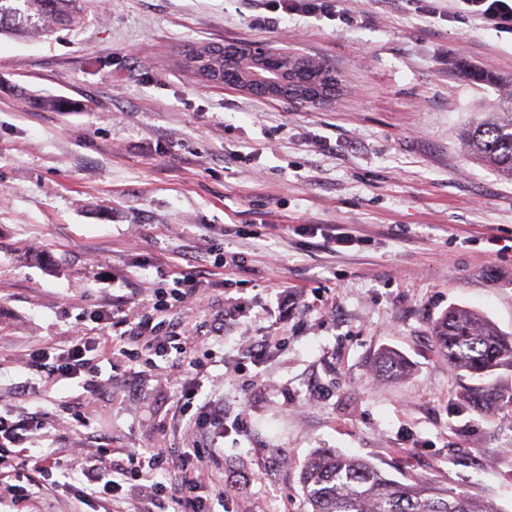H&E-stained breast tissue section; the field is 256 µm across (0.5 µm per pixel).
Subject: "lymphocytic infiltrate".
Wrapping results in <instances>:
<instances>
[{"instance_id": "obj_1", "label": "lymphocytic infiltrate", "mask_w": 512, "mask_h": 512, "mask_svg": "<svg viewBox=\"0 0 512 512\" xmlns=\"http://www.w3.org/2000/svg\"><path fill=\"white\" fill-rule=\"evenodd\" d=\"M198 283L197 277L173 269L165 275L162 287L156 289L150 310L138 319H127L116 310H93L90 320L103 328V335H92L90 327L78 328L64 344L33 351L27 365L52 377L80 380L86 393V412L75 422L80 427L88 426L87 412L97 400L95 380L102 363L121 360L135 378L152 370L159 357H175L177 363L195 371L205 368V361L197 353L205 337L174 315L183 304L199 300ZM46 418V413L37 411L13 421L0 413V501L10 500L16 507L31 504L41 480L50 479L55 486L64 487L75 473L62 465L55 453L44 451L36 439ZM217 445L214 439L196 443L174 457L161 449L147 456L123 448L91 449L93 464L77 472L80 493L88 498L102 491L112 492L122 479L146 481L153 497L167 499L171 512H210L200 492L206 485L204 461Z\"/></svg>"}]
</instances>
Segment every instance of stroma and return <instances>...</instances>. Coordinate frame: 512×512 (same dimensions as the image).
Here are the masks:
<instances>
[{
    "mask_svg": "<svg viewBox=\"0 0 512 512\" xmlns=\"http://www.w3.org/2000/svg\"><path fill=\"white\" fill-rule=\"evenodd\" d=\"M269 0H84V20L51 39L0 37V407L61 421V459L105 438L177 454L168 359L145 377L103 366L90 426L76 382L23 368L87 312L148 311L172 265L233 255L181 308L191 328L223 325L185 382L224 400L220 451L205 461L213 512H307L299 474L317 448L367 460L399 483L467 491L512 512V409L464 402L466 379L436 350L451 306L512 332V183L462 151L458 135L496 104L478 67L512 78V33L458 0H340L335 19L286 15ZM261 43L325 59L339 84L299 105L183 68L198 44ZM85 103L29 107L18 88ZM347 233L332 252L304 225ZM38 246L39 260L25 253ZM268 338L261 357L252 340ZM384 348L412 377L375 379ZM141 487L90 504L41 487L33 512H139Z\"/></svg>",
    "mask_w": 512,
    "mask_h": 512,
    "instance_id": "obj_1",
    "label": "stroma"
}]
</instances>
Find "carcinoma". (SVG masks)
<instances>
[{"label": "carcinoma", "instance_id": "carcinoma-1", "mask_svg": "<svg viewBox=\"0 0 512 512\" xmlns=\"http://www.w3.org/2000/svg\"><path fill=\"white\" fill-rule=\"evenodd\" d=\"M83 21L82 0H0V35L50 38L73 31ZM207 46L189 50L188 69L220 65L219 58L204 56ZM309 92L335 80L328 65L310 59ZM497 109L461 133V145L470 157L500 178L512 182V83L499 81ZM37 108L51 112H76L82 105L63 96L35 95ZM441 354L452 369L471 378L497 370L512 371V333L481 313L450 307L431 327ZM377 375L393 381L408 378L410 362L396 351H384L374 360ZM309 512H497L467 492H450L433 485L409 486L389 479L378 467L331 448L315 449L300 474Z\"/></svg>", "mask_w": 512, "mask_h": 512}]
</instances>
